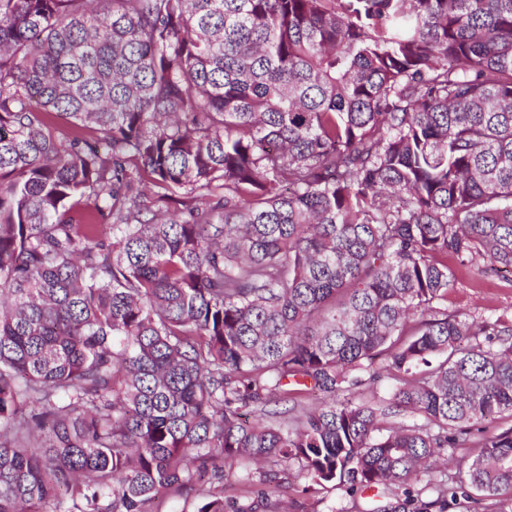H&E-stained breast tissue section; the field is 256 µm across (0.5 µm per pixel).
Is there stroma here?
<instances>
[{
  "instance_id": "35a3bbf8",
  "label": "stroma",
  "mask_w": 512,
  "mask_h": 512,
  "mask_svg": "<svg viewBox=\"0 0 512 512\" xmlns=\"http://www.w3.org/2000/svg\"><path fill=\"white\" fill-rule=\"evenodd\" d=\"M456 285L448 297L449 310L464 313H512V275L494 274L478 267H454ZM482 432V431H481ZM481 432L472 431L465 447L457 449L454 466L444 471L421 473L409 489L380 487L374 490H350L343 486H318L297 478L295 469L268 463L266 482L252 487L227 490L226 498L239 505L255 499L264 489L268 497L257 512H439L432 502L433 486L444 476H456L468 458L477 453Z\"/></svg>"
}]
</instances>
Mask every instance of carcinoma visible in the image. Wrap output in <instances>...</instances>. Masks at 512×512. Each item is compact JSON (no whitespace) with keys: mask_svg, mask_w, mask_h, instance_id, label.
<instances>
[{"mask_svg":"<svg viewBox=\"0 0 512 512\" xmlns=\"http://www.w3.org/2000/svg\"><path fill=\"white\" fill-rule=\"evenodd\" d=\"M450 258L512 270V0H0V512H226L243 460L410 493L512 417ZM366 384L359 389V397L366 400H388L393 387L396 385L395 374L390 371H382L376 381L365 382ZM373 395L375 398L373 399ZM207 488V484L200 483L196 484L195 490L189 494H166L155 501L153 510L156 512H192L195 503L200 499L201 493Z\"/></svg>","mask_w":512,"mask_h":512,"instance_id":"1","label":"carcinoma"}]
</instances>
